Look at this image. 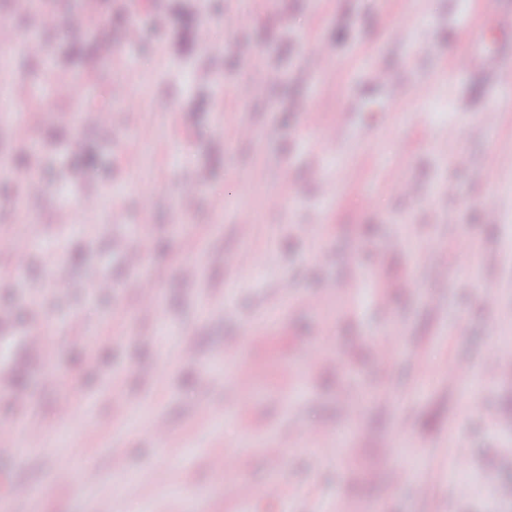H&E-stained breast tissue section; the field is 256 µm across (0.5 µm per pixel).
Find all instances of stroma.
<instances>
[{"mask_svg": "<svg viewBox=\"0 0 512 512\" xmlns=\"http://www.w3.org/2000/svg\"><path fill=\"white\" fill-rule=\"evenodd\" d=\"M132 8L145 29L135 49ZM502 11V0H59L43 27L40 9L0 0L16 34L0 82L46 147L26 156L0 120V430L23 440L0 453V475L41 490L0 505L512 512V75L483 74L484 56L512 42ZM78 22L89 33L71 49ZM36 26L43 50L30 55ZM492 108L495 126L482 120ZM243 122L249 135L235 132ZM28 173L44 190L19 209ZM395 178L414 193L393 191ZM88 195L97 209L62 222ZM142 241L138 276L127 258ZM108 322L119 337L101 351ZM45 327L46 352L32 341ZM387 337L397 352L383 361ZM72 388L81 401L67 416ZM30 411L47 425L37 438L21 421ZM237 482L255 492L248 508L224 494ZM274 483L282 493L266 495Z\"/></svg>", "mask_w": 512, "mask_h": 512, "instance_id": "35a3bbf8", "label": "stroma"}]
</instances>
